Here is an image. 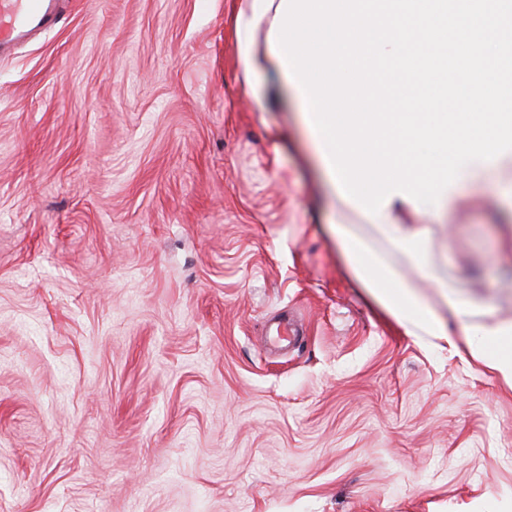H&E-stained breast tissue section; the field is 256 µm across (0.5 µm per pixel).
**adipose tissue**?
Here are the masks:
<instances>
[{
	"label": "adipose tissue",
	"mask_w": 512,
	"mask_h": 512,
	"mask_svg": "<svg viewBox=\"0 0 512 512\" xmlns=\"http://www.w3.org/2000/svg\"><path fill=\"white\" fill-rule=\"evenodd\" d=\"M280 3L281 0H233L232 4L235 50L244 91L262 111L272 96L289 97L297 102L302 99L269 48V32ZM461 182L496 190L502 205L512 211V149L494 162L470 163L463 170ZM458 196V188H450L437 212H417L413 224L402 223V212L411 210L412 205L397 194L391 196L382 216L374 220L363 215L358 206H350V213L368 225L371 234L367 237L341 221L329 226L348 272L389 318L414 335L448 342L455 334L454 324L469 319L472 305L459 293L449 290L441 277L432 259L431 227L447 221ZM375 238L387 243L425 278L435 282L438 302L428 300L373 248L371 241ZM478 334L481 355L505 380L512 382V322L504 320L481 328Z\"/></svg>",
	"instance_id": "adipose-tissue-1"
}]
</instances>
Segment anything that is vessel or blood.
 <instances>
[{"label":"vessel or blood","instance_id":"b4317fda","mask_svg":"<svg viewBox=\"0 0 512 512\" xmlns=\"http://www.w3.org/2000/svg\"><path fill=\"white\" fill-rule=\"evenodd\" d=\"M62 0H0V45L57 24Z\"/></svg>","mask_w":512,"mask_h":512}]
</instances>
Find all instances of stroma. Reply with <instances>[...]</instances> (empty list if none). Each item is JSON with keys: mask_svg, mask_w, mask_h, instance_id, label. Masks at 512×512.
<instances>
[{"mask_svg": "<svg viewBox=\"0 0 512 512\" xmlns=\"http://www.w3.org/2000/svg\"><path fill=\"white\" fill-rule=\"evenodd\" d=\"M231 9L70 0L0 56V512H512V386L352 279ZM460 196L433 256L473 330L512 318V219Z\"/></svg>", "mask_w": 512, "mask_h": 512, "instance_id": "1", "label": "stroma"}]
</instances>
